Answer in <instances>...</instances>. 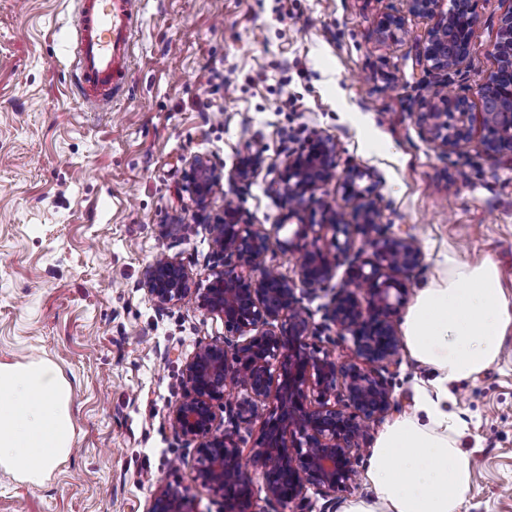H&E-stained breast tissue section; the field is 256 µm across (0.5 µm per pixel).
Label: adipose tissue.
<instances>
[{
	"label": "adipose tissue",
	"instance_id": "1",
	"mask_svg": "<svg viewBox=\"0 0 512 512\" xmlns=\"http://www.w3.org/2000/svg\"><path fill=\"white\" fill-rule=\"evenodd\" d=\"M446 268L421 288L402 326L406 351L432 377L420 387L413 413L380 433L365 479L373 495L341 512H461L472 478L448 415V385L496 362L512 328V300L495 265ZM73 388L47 360L0 364V467L41 485L73 449Z\"/></svg>",
	"mask_w": 512,
	"mask_h": 512
}]
</instances>
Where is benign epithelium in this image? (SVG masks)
<instances>
[{"instance_id": "obj_1", "label": "benign epithelium", "mask_w": 512, "mask_h": 512, "mask_svg": "<svg viewBox=\"0 0 512 512\" xmlns=\"http://www.w3.org/2000/svg\"><path fill=\"white\" fill-rule=\"evenodd\" d=\"M407 0L410 12L432 20L421 56L435 83L461 67L469 54L475 20L473 0ZM504 58L512 63V14L501 20ZM383 39L405 34L403 18L388 14L379 25ZM492 78L478 86L482 111L473 112L469 98L456 100L454 132L448 113L429 100L420 113L423 129L444 152L477 143L483 152L512 157V83L485 95ZM336 141L320 132L291 151L279 178L278 192L288 204L289 220L300 215L306 197L336 177ZM261 152L239 158L229 175L246 182L263 166ZM363 174L344 173V193L362 203L346 214L321 203L324 223L247 224L231 201L224 215L209 221L213 266L207 283L195 279L178 259L162 254L144 270L143 287L159 310L191 300L204 314L224 324V335L201 343L183 367L184 393L171 411L170 424L188 443L196 444V478L218 497L224 512H257L255 474H260L269 512H284L306 498L308 490L336 503V493L358 484L359 462L372 423L398 407L382 375L400 362L401 341L394 316L408 292L400 275L421 265L423 254L412 235H397L378 224L377 199L358 186ZM221 174L198 157L191 163L188 191L203 208ZM333 232L336 253L317 245L319 230ZM287 231L284 237L279 233ZM371 239L370 256L351 263L347 285L326 306V319L338 339L351 342L354 357L339 362L330 352L308 348L311 316L300 305L296 289L328 287L337 253L349 251L356 236ZM277 237L284 253H300L297 278L288 279L260 260ZM224 408L219 427L215 408ZM258 426L250 447L254 470L244 463L245 435ZM146 512H194L177 489L165 487Z\"/></svg>"}]
</instances>
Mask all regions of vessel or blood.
Returning a JSON list of instances; mask_svg holds the SVG:
<instances>
[{
  "label": "vessel or blood",
  "instance_id": "obj_1",
  "mask_svg": "<svg viewBox=\"0 0 512 512\" xmlns=\"http://www.w3.org/2000/svg\"><path fill=\"white\" fill-rule=\"evenodd\" d=\"M141 0H78L74 84L86 104L110 107L123 92Z\"/></svg>",
  "mask_w": 512,
  "mask_h": 512
}]
</instances>
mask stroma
I'll list each match as a JSON object with an SVG mask.
<instances>
[{
  "label": "stroma",
  "mask_w": 512,
  "mask_h": 512,
  "mask_svg": "<svg viewBox=\"0 0 512 512\" xmlns=\"http://www.w3.org/2000/svg\"><path fill=\"white\" fill-rule=\"evenodd\" d=\"M512 0H476V37L446 94L474 96L496 70ZM407 37L382 40L379 19ZM75 0H0V363L46 359L73 386L74 450L42 485L0 468V512H145L165 487L195 512L222 505L196 481L193 446L170 425L182 370L223 334L185 301L158 311L141 279L159 252L197 280L210 273L208 227L186 174H222L204 212L233 201L244 221L279 223L272 193L288 151L315 131L339 145L336 171H362L379 221L413 235L423 264L404 276L413 303L445 254L495 263L512 299V160L450 154L419 121L431 77V26L406 0H143L123 95L93 112L71 81ZM265 163L226 176L244 148ZM311 349L352 358L325 318L328 292H299ZM456 445L472 479L461 512H512V329L499 360L448 388Z\"/></svg>",
  "instance_id": "1"
}]
</instances>
